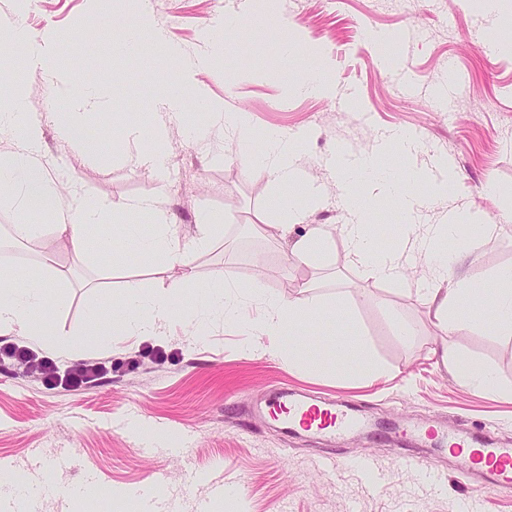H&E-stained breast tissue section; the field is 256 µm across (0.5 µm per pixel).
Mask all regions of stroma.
Returning a JSON list of instances; mask_svg holds the SVG:
<instances>
[{"label":"stroma","instance_id":"35a3bbf8","mask_svg":"<svg viewBox=\"0 0 512 512\" xmlns=\"http://www.w3.org/2000/svg\"><path fill=\"white\" fill-rule=\"evenodd\" d=\"M17 11L33 35L56 33L54 51L65 79L108 92L99 109L84 113L88 144L76 148L59 136L70 117L68 104L50 102L40 69H24L28 110L43 126V160L61 201H69L77 186L88 201L119 211L141 199L157 200L185 243L200 217L211 216L220 229L210 248L190 255L187 308L201 301L203 289L225 282L244 293L259 286L286 298L305 280L317 298L350 305L353 319L349 325L329 316L312 322L313 339L295 362L262 350L243 353L239 329L221 321L201 337L178 325L159 341L103 339L91 333L88 308L105 298L122 311L125 282L140 281L150 293L169 272L132 251L112 269L103 257L57 250V262L75 265L77 275L62 291H50L55 314L48 331L84 333V347L58 357L42 345L39 355L63 368L80 359L119 365L86 386L48 389L0 356V457L9 458L13 477L34 476V455L71 454L36 512H85L86 503L65 500L58 490L83 484L90 473L113 490L149 485L159 472L168 477L166 512H196L202 501L208 512H453L464 497L476 512H512V493L477 487L448 455L425 451L426 464L446 480L436 489L423 486L417 470L403 464L405 446L390 430L420 423L453 432L464 424L512 441V338L488 335L477 324L443 334L423 294L432 282L419 254L401 281H379L351 264L338 235L320 264L286 273L277 201L287 186L248 165L237 136L214 125L191 93H184L181 109L165 125L162 173L132 169L124 128L136 121L145 137L153 136L156 122L146 102L158 75L117 50L128 28L145 22L161 27L197 61L196 83L226 110L246 113L258 131L305 133L296 164L323 201L290 228L295 238L312 224L347 221L331 161L337 146L357 157L373 152L380 136L412 132L420 152L388 155L381 164L433 173L440 159H453L447 192L435 196L428 184L415 185L418 195L432 198L417 229L446 223L452 214L490 225L476 244L478 260L463 268L490 289L495 270L512 267V223L504 221L512 211V50L504 47L512 23L492 26L476 0H151L145 18L121 0H27L23 6L0 0V15ZM282 20L294 25V51L286 58L275 31ZM381 40L392 45V57L378 55ZM403 69L412 75L413 93L396 79ZM321 70L330 80L328 92L288 93L289 82L307 81ZM257 224L263 234H255ZM396 315L413 326L410 340L395 334ZM354 328L364 333L382 377L341 381L329 370L335 359L329 340ZM444 345L492 366L504 394L485 395L452 377L435 354ZM282 383L356 400L384 430L330 445L256 422L253 406ZM331 451L346 459L374 456L387 476L371 489L352 469L324 472L316 461ZM219 480L237 489V500L212 496Z\"/></svg>","mask_w":512,"mask_h":512}]
</instances>
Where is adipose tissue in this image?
I'll use <instances>...</instances> for the list:
<instances>
[{"label":"adipose tissue","instance_id":"adipose-tissue-1","mask_svg":"<svg viewBox=\"0 0 512 512\" xmlns=\"http://www.w3.org/2000/svg\"><path fill=\"white\" fill-rule=\"evenodd\" d=\"M0 39L10 47L23 51L28 66L43 69L45 84L52 95H63L58 81V65L51 53L50 41L30 33L23 19H16L8 29L0 31ZM150 40L163 48L167 57L179 67L181 82H189L193 65L183 60L178 48L169 45L162 28L149 31H129L123 50L130 55L138 54L143 40ZM28 88L22 80L13 83V94L8 102H0V131L8 130L16 137L18 147L8 156L0 157V200L16 203L24 209L48 213V224H15L11 227L15 245L32 241L49 234L64 241L67 249L77 256L87 253L85 232L88 227L103 223L112 208L102 203L88 202L84 196L73 195L67 205H60L55 183L50 180L40 155L43 129L40 121L30 119L27 112ZM198 105L211 112L214 119L232 129L242 142L262 139L267 150L261 158L270 176L289 186L301 185L300 172L295 164L297 143L276 131L256 133L245 113L228 114L223 103L198 94ZM128 141L138 144L137 152L129 154L132 168H151L160 171L165 154L163 135L145 140L142 128L132 124L126 129ZM363 172L377 177L386 195L406 228L394 237L389 249H379L368 224L370 204L356 187L344 192V204L350 219L341 227L331 224H313L304 235L287 244V260L290 265H309L325 257L334 234H342L351 259L370 276L386 280L402 279L406 264L414 252H421L433 282L425 294L437 324L443 333L455 334L470 326L471 311L483 313L489 322L488 333L492 336L512 337V267L500 269L495 277L494 290L470 281L460 272L461 267L474 258L472 248L457 246L448 249L447 240L457 238L461 229L470 233H486L482 224L471 223L469 216L456 215L447 223L430 226L424 235L415 233V213L420 203L413 192L415 183L423 181L422 172H408L404 179H391L384 169L371 160L359 163ZM126 211L131 215H150L152 229L147 233L134 232L130 238L136 249L156 259L159 266L170 270L188 264L185 247L181 244L175 225L170 224L166 212L156 200L145 199L131 203ZM69 277L67 269L56 265L54 258L40 264L36 282L23 281L11 270L0 271V332L27 337L41 344L45 341L44 320L51 317L45 298L50 289L65 287ZM189 284L188 278L174 279L155 293H145L138 282L124 286V311L121 315L108 316L106 305H99L87 313V322L99 336H140L160 339L169 335L175 323L192 321L196 332L208 329L212 318L238 327L245 338L247 351L258 349L259 339H266L267 350L281 352L285 336H301L306 331L310 316L324 315L326 306L308 292H300L284 299L269 294L261 295L258 312H251L244 297L232 284L213 290L203 299L198 310L185 313L181 295ZM336 363L333 367L337 378L355 380L379 378L383 369L369 356L361 333L334 341ZM442 361L449 373L460 378L470 388L489 394L502 393L503 387L491 366L477 363L460 353L443 352Z\"/></svg>","mask_w":512,"mask_h":512}]
</instances>
